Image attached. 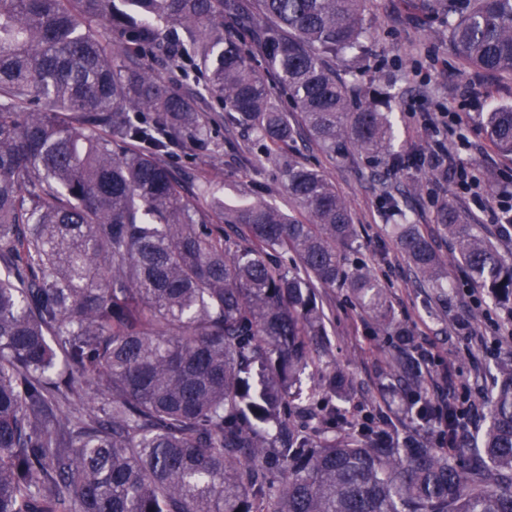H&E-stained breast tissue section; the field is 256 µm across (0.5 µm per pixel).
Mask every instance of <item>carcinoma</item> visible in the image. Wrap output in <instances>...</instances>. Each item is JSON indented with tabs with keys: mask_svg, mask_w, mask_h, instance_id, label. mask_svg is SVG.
Returning a JSON list of instances; mask_svg holds the SVG:
<instances>
[{
	"mask_svg": "<svg viewBox=\"0 0 512 512\" xmlns=\"http://www.w3.org/2000/svg\"><path fill=\"white\" fill-rule=\"evenodd\" d=\"M365 0H0V512H512V358L489 424L448 447L350 420L317 289L347 288L392 341L386 387L422 423L413 335L370 269L336 186L288 157L291 213L226 207L169 165L220 156L224 126L282 149L288 96L325 151L393 152L390 113L330 61L362 48ZM477 74L512 77V0H407ZM252 35L246 49L224 24ZM512 158V105L478 112ZM392 233L430 288L463 268L512 304V262L447 202L446 258L399 203Z\"/></svg>",
	"mask_w": 512,
	"mask_h": 512,
	"instance_id": "carcinoma-1",
	"label": "carcinoma"
}]
</instances>
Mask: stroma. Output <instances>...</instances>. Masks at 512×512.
<instances>
[{"instance_id": "stroma-1", "label": "stroma", "mask_w": 512, "mask_h": 512, "mask_svg": "<svg viewBox=\"0 0 512 512\" xmlns=\"http://www.w3.org/2000/svg\"><path fill=\"white\" fill-rule=\"evenodd\" d=\"M364 16L370 23L364 51L354 59L336 60L333 66L339 77L350 78L358 91L374 97L379 108L390 113L394 149L416 156V165L393 172L387 160L363 154L335 159L303 130L295 136L293 155L322 170L347 201L358 231L350 261L377 274L396 316L413 329L417 347L430 351L422 367L423 398L433 404L448 400L460 407L471 404L465 432L473 437L489 421L485 392L497 375V362L506 356L496 329L512 326V312L496 306L485 290L471 287L460 268L453 271L452 287H423L388 231L385 197L394 195L409 206L413 223L440 256H448L452 243L435 217L450 202L474 218L503 255L512 257V238L502 235L486 213L456 193L445 167L431 164L430 138L423 124L428 112L464 116V126L448 133L449 156L466 164L478 178L495 174L499 185L511 191L512 162L488 144L470 116L512 104V80L483 78L464 68L448 41L436 34L435 22L411 16L403 0H367ZM216 136L222 147L221 164L211 165L206 156L198 155L176 160V172L207 176L228 204L258 198L288 209L279 157L264 150L252 131L220 127ZM416 182L425 186L418 196L410 192ZM318 301L325 313L330 358L352 378L343 408L359 417L372 416L379 428L395 431L399 439L415 436L436 445L435 427L412 420L399 401L386 395L382 373L392 346L374 335L369 314L345 288L320 289Z\"/></svg>"}]
</instances>
